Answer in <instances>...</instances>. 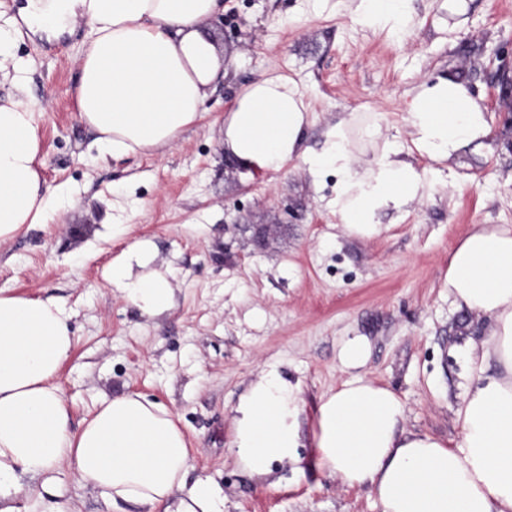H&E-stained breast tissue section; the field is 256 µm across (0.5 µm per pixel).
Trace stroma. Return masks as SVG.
I'll list each match as a JSON object with an SVG mask.
<instances>
[{
    "label": "stroma",
    "instance_id": "stroma-1",
    "mask_svg": "<svg viewBox=\"0 0 512 512\" xmlns=\"http://www.w3.org/2000/svg\"><path fill=\"white\" fill-rule=\"evenodd\" d=\"M414 0L408 36L355 23L344 0H224L238 38L220 17L205 27L237 66L207 98L198 127L165 153L100 158L74 89L85 21L49 32L22 28L11 53L33 60L24 89L0 83V100L36 104L42 177L70 200L54 221L0 245V289L52 297L70 312L76 338L58 375L74 422L105 396L132 390L172 409L185 432L193 476L224 492V512H380L303 449V473L277 464L252 478L228 453L232 410L245 385L278 369L300 383L307 405L345 379L340 351L356 336L370 353L359 373L406 404L410 429L457 439L453 411L469 383L458 347L481 337L485 321L457 309L444 283L448 258L476 224L512 225V101L493 79L498 53L512 52V0ZM264 72H279L306 94L309 146L327 127L355 117L364 157L402 127L411 90L448 77L465 81L491 112L494 133L477 152L447 163L431 200L383 217L370 240L345 234L328 203L337 176L311 177L290 162L251 172L224 150V113ZM379 124L381 137L368 136ZM124 232L112 236L113 225ZM149 242L154 265L171 268L178 305L149 318L117 300L105 272L127 244ZM72 512H145L110 504L99 490L63 479Z\"/></svg>",
    "mask_w": 512,
    "mask_h": 512
}]
</instances>
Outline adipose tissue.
I'll return each instance as SVG.
<instances>
[{
	"label": "adipose tissue",
	"instance_id": "ef3b65f1",
	"mask_svg": "<svg viewBox=\"0 0 512 512\" xmlns=\"http://www.w3.org/2000/svg\"><path fill=\"white\" fill-rule=\"evenodd\" d=\"M412 2L356 0L355 20L403 35ZM223 9V0H29L23 19L0 11V59L9 57L21 26L60 29L82 17L92 35L78 58L74 98L81 120L98 133V154L157 153L196 126L231 67L202 28ZM403 122L406 141L385 143L369 160L355 154L349 119L329 127L313 149L304 142L303 93L287 76L264 73L226 112L224 149L260 171L292 161L314 177L334 170L330 206L346 234L369 240L383 215L430 198L435 165L481 149L492 133L489 112L457 79L422 86ZM40 152L32 104L0 103V244L45 223L59 206V187L41 177ZM153 261L147 243L132 242L109 277L117 297L149 317L174 305L169 275ZM446 284L458 309L490 322L486 337L461 347L472 382L455 410V444L408 430L404 401L358 376L369 345L357 336L341 352L350 379L323 394L314 411L300 385L276 370L250 383L233 409L236 462L257 477L277 462L303 472L307 434L319 466L345 486L367 489L381 512H512V225H474L448 259ZM67 319L54 299L0 291V512H15L10 502L22 471L40 478L45 512H66L65 472L148 512H224V493L209 478L187 484L188 443L166 406L121 392L100 399L73 427L56 381L75 343Z\"/></svg>",
	"mask_w": 512,
	"mask_h": 512
}]
</instances>
